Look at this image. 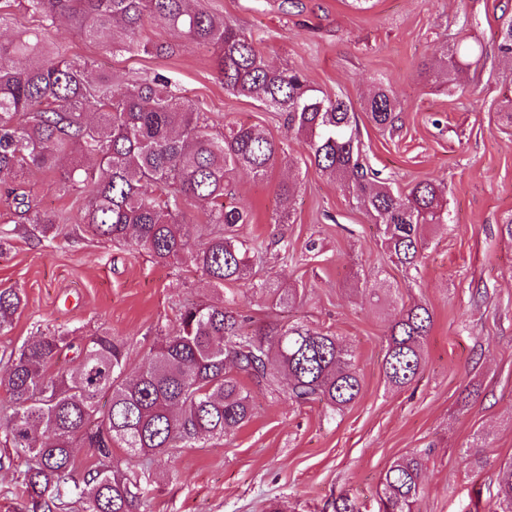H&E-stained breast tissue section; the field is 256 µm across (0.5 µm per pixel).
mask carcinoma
<instances>
[{
	"instance_id": "1",
	"label": "carcinoma",
	"mask_w": 512,
	"mask_h": 512,
	"mask_svg": "<svg viewBox=\"0 0 512 512\" xmlns=\"http://www.w3.org/2000/svg\"><path fill=\"white\" fill-rule=\"evenodd\" d=\"M25 10L51 28L64 18L84 38L110 39L112 47L157 56L175 44L142 39L145 21L165 33L214 50L224 89L286 114L288 129L308 159L340 181L381 226L384 245L406 270L421 264V229L448 223L442 189L422 180L407 194L364 162L359 127L350 100L319 94L301 72L270 68L252 35L224 24L191 0H24ZM498 51L512 65V15L501 14ZM477 44L454 47L441 61L445 72L479 61ZM364 110L379 128L394 127L397 103L378 85ZM208 117L171 82L123 81L108 73L88 74V64L51 49L35 33L0 39V185L34 230L47 238L56 218L32 204L23 187L32 167L54 172L69 167L63 186L80 185L85 231L114 243L133 242L163 265L196 268L207 288L255 276L259 248L240 233L248 212L234 202L227 175L237 169L259 181L285 153L284 143L253 126L236 124L221 137L208 132ZM210 205L212 230L192 243L184 205ZM279 304L297 299L264 279L253 284ZM22 294L0 290V334L8 333ZM433 324L421 303L401 307L389 326L384 374L395 387L411 384L424 367L423 345ZM74 352L73 372L53 370ZM124 340L102 330L80 343L69 332L44 334L9 356L0 387L12 406L0 412V468L20 460L18 480L26 503L21 512H62L75 493L82 512H143L137 495L136 459L174 457L178 448L206 437H222L252 417L244 376L282 390L298 403L319 402L341 413L362 392L353 352L337 336L304 325L273 327L265 334L247 329L237 301L192 302L180 307L175 324L160 333L139 367L125 380ZM109 397L100 410L99 399ZM125 448L127 459L113 454ZM94 449L97 465L75 475L73 449ZM424 455L413 451L382 474L379 512H415L420 498ZM501 512H512V462L498 471Z\"/></svg>"
}]
</instances>
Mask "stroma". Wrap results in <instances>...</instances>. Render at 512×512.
<instances>
[{"label":"stroma","mask_w":512,"mask_h":512,"mask_svg":"<svg viewBox=\"0 0 512 512\" xmlns=\"http://www.w3.org/2000/svg\"><path fill=\"white\" fill-rule=\"evenodd\" d=\"M194 3L253 35L271 66L301 71L325 94L357 107L384 85L401 114L385 130L360 116L367 161L404 192L425 179L440 184L448 223L425 226L420 271H405L366 210L307 162L284 114L225 91L210 50L182 43L163 56L116 52L65 25L40 28L13 5L0 36L38 33L125 80L168 77L206 112L213 134L244 123L284 142L287 155L266 179L237 170L229 182L252 215L243 235L267 246L266 267L297 299L275 308L243 282L224 293L236 297L250 331L301 323L340 337L362 378L360 398L339 415L245 382L251 421L174 458L141 462V502L147 512H268L277 501L288 512H333L345 494L358 512H378L381 474L418 450L426 465L417 512H496L497 472L512 461V237L503 224L512 213V126L499 114L512 99V72L497 52L498 18L512 15V0H370L364 10L349 0ZM467 43L482 45L478 63L450 76L422 74L423 60ZM285 181L296 193L291 223L279 224ZM26 190L63 232L46 241L0 195V289L25 299L0 335L1 360L50 331L87 337L106 329L126 341L131 376L182 304L214 299L194 267L159 265L136 246L83 232V194L61 189L56 175L31 171ZM412 302L428 306L433 325L423 371L397 388L382 367L386 336L401 304ZM479 446L489 450L480 468L466 454Z\"/></svg>","instance_id":"stroma-1"}]
</instances>
